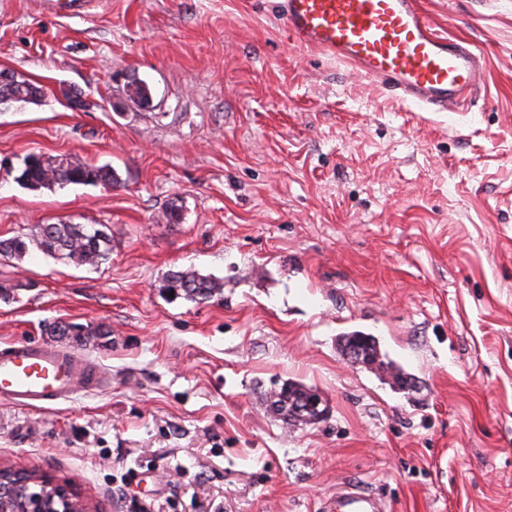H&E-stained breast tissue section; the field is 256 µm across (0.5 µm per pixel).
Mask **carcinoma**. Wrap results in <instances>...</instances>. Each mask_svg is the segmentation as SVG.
<instances>
[{
	"mask_svg": "<svg viewBox=\"0 0 512 512\" xmlns=\"http://www.w3.org/2000/svg\"><path fill=\"white\" fill-rule=\"evenodd\" d=\"M33 84L17 80L0 83V101L31 102ZM21 184L31 189L51 188L68 184L110 185L117 181L115 171L108 165L96 166L69 158L33 154L26 157L20 172ZM74 265H97L106 260L112 251V240L105 232L88 224H41L30 234H20L0 240V258L12 259L25 256L30 247ZM168 287L178 288L191 300H206L223 288L219 280L188 268L174 271L166 278ZM34 476L10 478L12 506L34 504L39 492L30 483Z\"/></svg>",
	"mask_w": 512,
	"mask_h": 512,
	"instance_id": "carcinoma-1",
	"label": "carcinoma"
}]
</instances>
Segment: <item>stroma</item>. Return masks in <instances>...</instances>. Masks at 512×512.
I'll return each instance as SVG.
<instances>
[{
    "label": "stroma",
    "mask_w": 512,
    "mask_h": 512,
    "mask_svg": "<svg viewBox=\"0 0 512 512\" xmlns=\"http://www.w3.org/2000/svg\"><path fill=\"white\" fill-rule=\"evenodd\" d=\"M422 7L485 56L468 111H407L291 46L272 0L82 18L0 0V71L42 90L0 104V162L118 176L32 190L0 172V239L59 222L112 239L96 266L0 259V345L52 341L106 377L47 409L0 400V467L73 484L89 512H320L344 483L389 512H512V0ZM186 268L222 292L172 294ZM352 332L411 387L352 364ZM287 381L327 415L285 424L268 396Z\"/></svg>",
    "instance_id": "stroma-1"
}]
</instances>
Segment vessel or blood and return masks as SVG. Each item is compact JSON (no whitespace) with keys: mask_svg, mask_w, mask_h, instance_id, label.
<instances>
[{"mask_svg":"<svg viewBox=\"0 0 512 512\" xmlns=\"http://www.w3.org/2000/svg\"><path fill=\"white\" fill-rule=\"evenodd\" d=\"M95 0H43L46 11L86 15ZM289 41L353 66L413 112H453L483 83L484 60L472 43L435 31L419 0H277ZM99 366L46 342L0 349V399L29 408L96 391ZM329 512H385L375 493L345 485Z\"/></svg>","mask_w":512,"mask_h":512,"instance_id":"1","label":"vessel or blood"}]
</instances>
